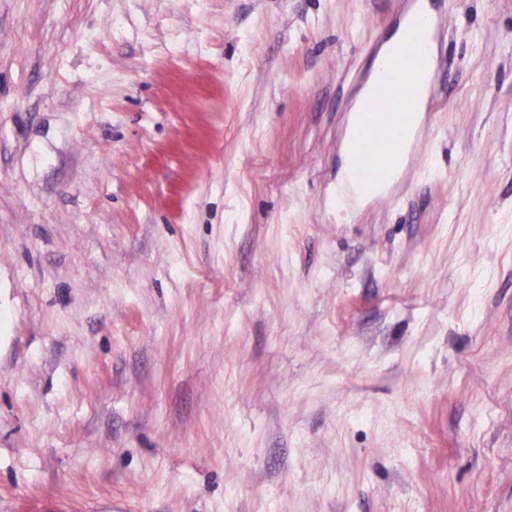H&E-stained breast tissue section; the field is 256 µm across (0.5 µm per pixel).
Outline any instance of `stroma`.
I'll use <instances>...</instances> for the list:
<instances>
[{
	"mask_svg": "<svg viewBox=\"0 0 512 512\" xmlns=\"http://www.w3.org/2000/svg\"><path fill=\"white\" fill-rule=\"evenodd\" d=\"M403 3L0 0V512H512V0L341 205ZM405 24H406V19H403L398 27V30H396L395 33L393 34V36H391L390 39L383 44V47L374 63L372 75L370 76L368 81L365 83V85L362 87V89L360 90L356 99L354 100L355 103H354V106H353L351 112H355L359 108V106L361 105L363 100L369 94L370 89L372 87L373 78H374L377 68L379 67L381 61L385 58V56L389 52H391L393 49H395V47L397 46V44L400 40V37L402 35V31L405 27Z\"/></svg>",
	"mask_w": 512,
	"mask_h": 512,
	"instance_id": "obj_1",
	"label": "stroma"
}]
</instances>
